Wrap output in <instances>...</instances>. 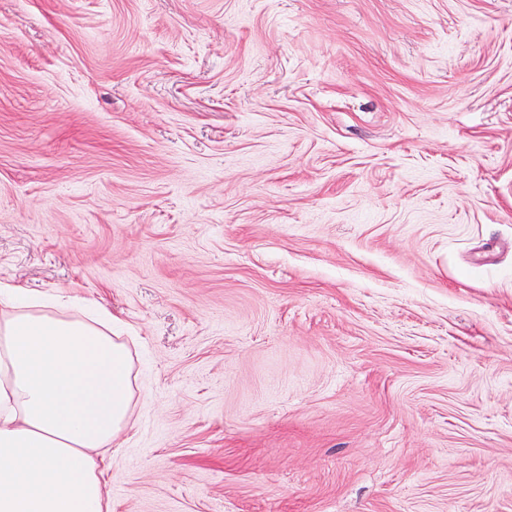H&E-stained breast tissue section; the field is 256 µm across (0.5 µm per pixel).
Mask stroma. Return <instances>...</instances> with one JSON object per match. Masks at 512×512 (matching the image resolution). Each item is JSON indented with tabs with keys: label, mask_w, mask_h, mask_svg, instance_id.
Segmentation results:
<instances>
[{
	"label": "stroma",
	"mask_w": 512,
	"mask_h": 512,
	"mask_svg": "<svg viewBox=\"0 0 512 512\" xmlns=\"http://www.w3.org/2000/svg\"><path fill=\"white\" fill-rule=\"evenodd\" d=\"M0 283L126 326L112 512H512V0H0Z\"/></svg>",
	"instance_id": "35a3bbf8"
}]
</instances>
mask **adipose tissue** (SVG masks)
<instances>
[{
	"label": "adipose tissue",
	"instance_id": "obj_1",
	"mask_svg": "<svg viewBox=\"0 0 512 512\" xmlns=\"http://www.w3.org/2000/svg\"><path fill=\"white\" fill-rule=\"evenodd\" d=\"M0 289V512H112L105 452L127 429L132 365L110 315Z\"/></svg>",
	"mask_w": 512,
	"mask_h": 512
}]
</instances>
